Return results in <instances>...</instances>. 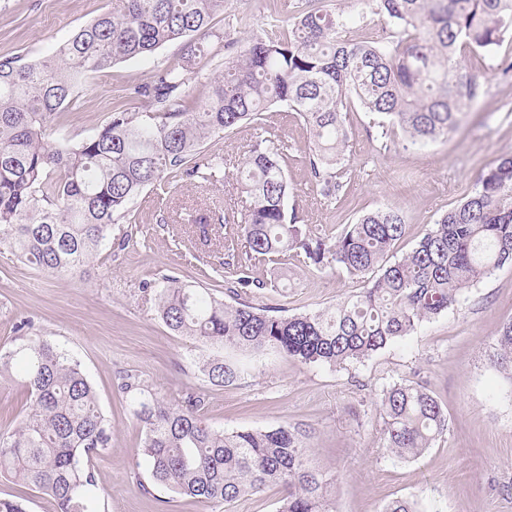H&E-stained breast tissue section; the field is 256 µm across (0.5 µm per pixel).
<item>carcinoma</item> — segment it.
Masks as SVG:
<instances>
[{"label":"carcinoma","instance_id":"obj_1","mask_svg":"<svg viewBox=\"0 0 512 512\" xmlns=\"http://www.w3.org/2000/svg\"><path fill=\"white\" fill-rule=\"evenodd\" d=\"M117 2L38 62L0 59V249L59 278L76 276L108 246H126L128 235L114 237L112 230L145 188L184 177L225 182L224 157L206 152V144L273 106L299 113L309 126L310 173L324 196H335L351 104L400 126L413 145L445 137L481 89L461 55L490 54L512 36V0H375V13L395 29L386 42L365 35L361 19L305 0L292 17L272 10L271 31L205 67L202 41L224 39L213 24L224 0ZM172 41L182 42L181 56L135 88L150 111L129 112L117 103L85 137L46 140L88 75ZM193 74L208 86L196 102ZM287 158L285 143L259 137L237 168L246 206L224 250L232 258L242 241L246 261L225 288L233 302L175 277L153 289L164 324L202 347L197 368L214 386L244 378L248 366L238 354L255 364L271 352L312 366L360 362L512 263V157L395 261L389 253L406 230L395 207L369 212L335 237L308 234L288 218ZM290 259L336 265L352 276L371 273L373 280L314 313L282 314L242 299L249 289L268 287L252 276V263ZM11 343L0 346V379L20 367L30 407L0 430V474L47 496L52 512H106L94 461L111 448V428L95 388L81 364L49 338L17 336ZM489 362L512 382V319L502 325ZM114 390L141 428L136 467L154 484L226 506L280 485L288 496L277 512H334V479L311 464L299 427L214 429L203 417L202 397L187 392L171 402L135 370L119 372ZM379 414L385 448L402 460L423 455L448 428L440 401L410 381L382 390Z\"/></svg>","mask_w":512,"mask_h":512}]
</instances>
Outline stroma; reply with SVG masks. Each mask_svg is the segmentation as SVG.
Here are the masks:
<instances>
[{
  "instance_id": "1",
  "label": "stroma",
  "mask_w": 512,
  "mask_h": 512,
  "mask_svg": "<svg viewBox=\"0 0 512 512\" xmlns=\"http://www.w3.org/2000/svg\"><path fill=\"white\" fill-rule=\"evenodd\" d=\"M301 3L225 0L215 26L225 42H243L261 32L271 10L290 15ZM112 6L113 0H0V57L38 61ZM181 53V44L172 43L89 76L77 100L62 109L56 132L88 134L107 121L118 100L130 111H146L148 103L134 87ZM503 55L512 56V39L497 54L466 59L481 95L446 138L413 146L400 127L391 126L383 138L371 114L358 108L347 113V173L332 199L310 174V131L298 113H263L207 149L236 163L257 136L285 141V172L293 188L288 207L307 230L336 236L361 215L395 206L406 224L392 250L398 259L473 193L484 172L512 156V75L497 68ZM237 203L229 185L204 188L185 180L146 188L114 227L115 233H128L126 248L101 256L75 279L40 272L0 250V342L11 339L20 323L24 335L58 343L81 362L111 424L112 446L95 463L108 512H277L287 495L272 485L227 511L160 486L141 492L139 484L149 475L135 466L141 432L114 392L120 369L142 371L172 400L188 391L202 393L206 421L219 430L285 423L306 428L313 462L336 479L335 512H381L396 498L417 500L421 512H512V381L487 360L502 323L512 318V264L494 269L447 313L368 359L332 369L272 354L251 376L217 387L198 373L199 351L192 342L157 318L143 286L164 276L203 288L231 282L236 268L226 264L223 245L183 221L189 211L219 214ZM254 274L271 286L248 293L247 301L292 314L330 308L364 286L345 270L296 261L278 269L259 264ZM405 380L433 392L448 411L442 438L409 461L383 448L377 409L383 389Z\"/></svg>"
}]
</instances>
